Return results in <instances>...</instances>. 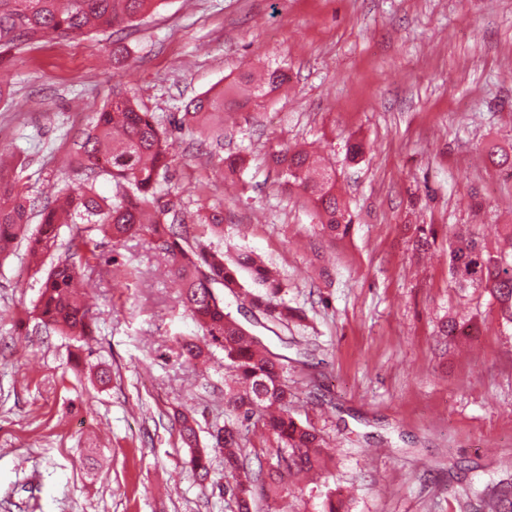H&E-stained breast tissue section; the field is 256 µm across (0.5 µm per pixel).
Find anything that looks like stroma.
<instances>
[{"mask_svg": "<svg viewBox=\"0 0 512 512\" xmlns=\"http://www.w3.org/2000/svg\"><path fill=\"white\" fill-rule=\"evenodd\" d=\"M279 65L287 91L225 117L223 148L173 133L162 199L188 223L223 211L214 248L256 253L304 315L270 329L245 297L224 296L287 357L291 411L333 450L316 482L288 478L298 512H323L328 490L345 512H472L469 489L512 484V327L481 290L451 288L446 253L449 228L492 248L512 224V175L489 160L512 153V0H165L133 26L15 48L0 66V152L40 204L80 182L60 160L114 94L166 125L191 97ZM357 141L367 150L353 162ZM280 143L330 159L349 236L323 238L302 198L281 192L268 159ZM231 152L249 165L228 177ZM413 224L437 231L427 255L411 248ZM97 252L85 342L37 319L44 275L24 244L0 256V512H230L211 438L226 418L223 361L203 371L183 354L199 330L154 239ZM449 316L478 334L445 342ZM181 412L211 481L191 470Z\"/></svg>", "mask_w": 512, "mask_h": 512, "instance_id": "obj_1", "label": "stroma"}]
</instances>
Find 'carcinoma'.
<instances>
[{"mask_svg":"<svg viewBox=\"0 0 512 512\" xmlns=\"http://www.w3.org/2000/svg\"><path fill=\"white\" fill-rule=\"evenodd\" d=\"M164 0H0V62L22 44L70 39L98 29L131 23L158 9ZM239 82L252 85L250 96L235 97L232 88H212L189 99L175 130L198 127L216 146L224 142V113L259 104L288 83V72L267 70L258 81L249 72ZM169 133L149 112L125 96H117L98 113L96 124L70 154V163L83 171L79 184L62 186L54 201L38 210L36 234L27 240L29 263L46 270L35 311L46 326L82 340L92 333L93 314L78 288L92 279L97 243L77 234L59 242L60 225L90 224L112 243L133 234H148L172 260V272L181 283L180 303L208 338L209 346L224 353V369L234 372L235 384L224 385V403L235 414L264 429L276 443V463L267 474L251 468L239 429L218 428L212 437L224 449V473L231 479L227 492L231 512H253L259 497L289 495L283 473L318 471L329 457L327 440L311 425L298 421L288 408L293 392L288 387L286 358L268 351L224 306V291L236 296L244 288L240 272L246 270L261 286L247 293L253 309L269 322L288 325L302 320L301 313L283 298V283L266 265L244 250L230 262L224 252L189 238L187 225L175 223L171 210L158 204V178L170 163ZM270 159L288 192L299 191L318 219L321 233L343 238L351 230L347 203L336 193V169L304 148L281 146ZM109 176L122 190L118 202L98 196L96 183ZM35 211L28 188L0 163V254L17 242ZM197 226L212 235L224 234V215L212 208L197 213ZM436 230L418 224L413 249L420 254L434 242ZM448 273L453 288L484 290L497 304L501 319L512 324V224L505 225L503 242L490 250L474 239L448 236ZM181 349L191 360H209L213 352L193 340ZM180 435L192 448L190 464L200 481L210 477L208 453L196 447L195 420L182 415ZM512 491L487 486L475 491L481 509L501 512Z\"/></svg>","mask_w":512,"mask_h":512,"instance_id":"obj_1","label":"carcinoma"}]
</instances>
